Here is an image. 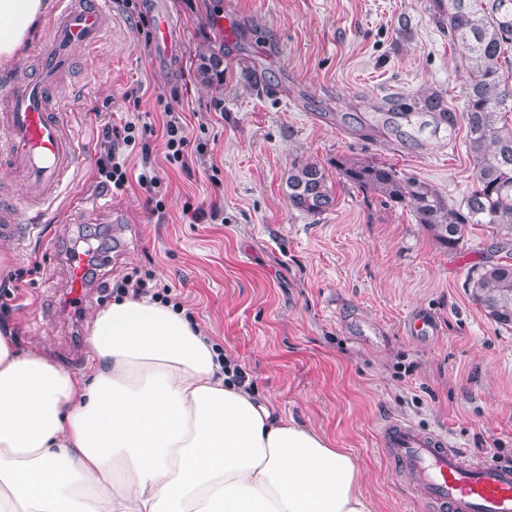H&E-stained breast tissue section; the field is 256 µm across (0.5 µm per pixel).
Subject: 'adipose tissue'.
Returning a JSON list of instances; mask_svg holds the SVG:
<instances>
[{
	"mask_svg": "<svg viewBox=\"0 0 512 512\" xmlns=\"http://www.w3.org/2000/svg\"><path fill=\"white\" fill-rule=\"evenodd\" d=\"M52 0H0V66ZM73 374L0 333V512H370L354 458L225 374L184 311H99Z\"/></svg>",
	"mask_w": 512,
	"mask_h": 512,
	"instance_id": "ef3b65f1",
	"label": "adipose tissue"
}]
</instances>
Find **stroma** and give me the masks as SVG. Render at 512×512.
Returning a JSON list of instances; mask_svg holds the SVG:
<instances>
[{"label": "stroma", "instance_id": "obj_1", "mask_svg": "<svg viewBox=\"0 0 512 512\" xmlns=\"http://www.w3.org/2000/svg\"><path fill=\"white\" fill-rule=\"evenodd\" d=\"M181 54L151 63L142 19L147 0H112L104 38L78 51L53 100L68 111L86 163L69 175L70 201L43 211L33 237L0 240V283L22 273L0 299V327L20 349L38 346L82 374L92 317L114 301L127 272L151 273L220 352L246 372L283 415L328 436L356 461L373 512H429L409 475L380 445L387 420L448 435L478 461L512 465V327L474 300L469 275L497 260L495 235L469 226L455 249L437 245L410 206L384 202L339 176L347 157L391 164L431 184L453 205L472 186L465 124L417 130L413 149L362 127L387 99L435 93L464 106L458 48L436 21L432 0H165ZM235 11L239 34L225 44L213 17ZM221 60L224 77L199 78L201 58ZM137 90L141 103L124 94ZM178 90L207 151L188 168L161 147V99ZM156 131L155 194L98 182L105 123L133 111ZM331 172L334 201L319 215L293 209L287 179L295 161ZM112 205L115 223L97 212ZM105 256L83 311L68 305L60 264L85 237ZM433 315L439 334L417 341L403 323ZM364 325L365 337L352 332Z\"/></svg>", "mask_w": 512, "mask_h": 512}]
</instances>
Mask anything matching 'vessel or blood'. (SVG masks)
Masks as SVG:
<instances>
[{
  "mask_svg": "<svg viewBox=\"0 0 512 512\" xmlns=\"http://www.w3.org/2000/svg\"><path fill=\"white\" fill-rule=\"evenodd\" d=\"M112 0H58L47 48L39 52L34 80L12 81L0 106V154L7 155L22 192L0 197V238L23 243L34 225L23 222L31 201L47 200L61 189L80 161L81 148L65 131L64 110H52L50 91L72 64L76 48L89 49L102 38ZM151 57L169 63L179 46L174 23L153 7ZM70 292L87 294L82 257L66 259ZM387 455L411 477L423 501L435 512H512V467L471 459L444 434L423 431L408 421L380 427Z\"/></svg>",
  "mask_w": 512,
  "mask_h": 512,
  "instance_id": "obj_1",
  "label": "vessel or blood"
}]
</instances>
